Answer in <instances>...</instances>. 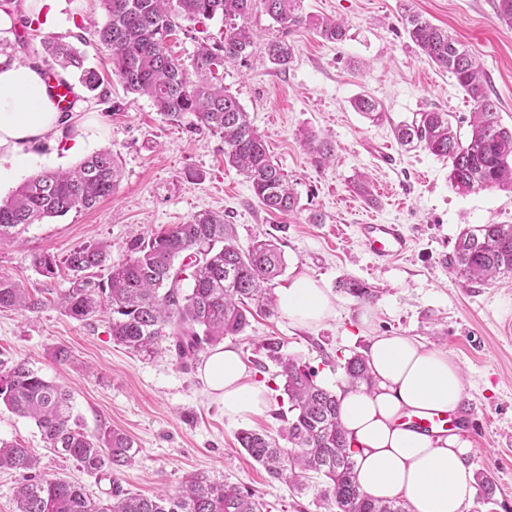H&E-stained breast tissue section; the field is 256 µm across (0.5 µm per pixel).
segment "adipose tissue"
<instances>
[{
	"mask_svg": "<svg viewBox=\"0 0 512 512\" xmlns=\"http://www.w3.org/2000/svg\"><path fill=\"white\" fill-rule=\"evenodd\" d=\"M71 127L79 148L103 135L91 115L57 109L41 67L1 56L0 182L28 166L36 147H56ZM277 300L279 311L304 328L336 315L334 296L303 273L278 288ZM366 357L371 389L346 386L336 392L363 492L373 499L405 500L412 512H462L476 493L465 463L469 442L456 429L428 433L406 422L416 413L458 410L465 397L460 366L447 353L403 335L372 337ZM201 376L223 400L229 419L261 414L269 404L267 388L251 378L233 347L214 348Z\"/></svg>",
	"mask_w": 512,
	"mask_h": 512,
	"instance_id": "obj_1",
	"label": "adipose tissue"
}]
</instances>
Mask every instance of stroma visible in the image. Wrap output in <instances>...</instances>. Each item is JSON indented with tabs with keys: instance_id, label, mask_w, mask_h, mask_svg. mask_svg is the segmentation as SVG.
I'll use <instances>...</instances> for the list:
<instances>
[{
	"instance_id": "stroma-1",
	"label": "stroma",
	"mask_w": 512,
	"mask_h": 512,
	"mask_svg": "<svg viewBox=\"0 0 512 512\" xmlns=\"http://www.w3.org/2000/svg\"><path fill=\"white\" fill-rule=\"evenodd\" d=\"M495 2L301 0L304 16L343 22L344 40L324 41L305 25L288 36L295 54L287 70L253 60L225 64V87L264 135L298 195V208L287 217L261 205L246 178L225 161L223 138L192 132L189 120L169 121L149 98L126 93L112 74L110 50L92 28L106 20L101 0H66L47 34L0 33V45L13 59L44 69L52 65L42 48L46 38L77 48L86 67L103 79L100 89L82 91L81 99L104 129L101 142L63 159L50 148L39 149L32 165L0 184V197L35 174L75 167L104 146L121 167L116 192L95 208L28 225L16 242L0 245V274L19 280L44 302L36 313L0 311V370L27 362L68 387L73 414L86 431L103 427L133 439L136 462L116 480L125 490L173 494L188 475L201 472L250 488L271 512H325L313 493L268 478L236 441L242 429L282 434L280 414L288 409L282 391H270L262 414L226 418L223 403L201 378L200 364L185 368L172 353L149 357L129 351L113 341L108 317L70 318L57 304L71 286L68 271L47 278L33 264L35 255L61 259L89 243L110 245L111 260L118 263L126 259L132 236L148 238L211 210L233 225L240 244L258 237L278 242L285 270L276 285L303 272L331 290L352 277L379 291L366 305L337 292L336 317L316 329L298 327L281 314L252 319L230 341L252 379H272L260 367V345L270 336L279 337L286 352L301 358L331 390L342 383L344 358L366 353L374 335L402 334L448 353L466 380L467 462L496 482L492 500L474 496L463 512H512V274L466 285L449 263L465 225L512 224V191L458 193L448 181L447 161L401 145L394 133L415 113L435 109L451 113L465 135L474 110L455 79L407 38L402 17L409 10L469 46L491 84L502 123L512 126V28L498 21ZM361 95L381 102L382 121L354 110L352 101ZM305 131L332 142L333 161H317L300 138ZM384 152L394 156L393 164L381 161ZM373 214L406 225L415 241L412 252L381 265L357 246L353 226ZM365 314L373 322L368 331L360 325ZM61 346L70 353L68 362L55 357ZM0 440L30 448L39 476L81 485L91 501L106 499L111 489L108 479L47 448L33 420L2 404Z\"/></svg>"
}]
</instances>
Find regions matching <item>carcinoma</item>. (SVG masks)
<instances>
[{
  "instance_id": "obj_1",
  "label": "carcinoma",
  "mask_w": 512,
  "mask_h": 512,
  "mask_svg": "<svg viewBox=\"0 0 512 512\" xmlns=\"http://www.w3.org/2000/svg\"><path fill=\"white\" fill-rule=\"evenodd\" d=\"M301 0H102L106 21L95 34L112 52V73L126 92L149 97L164 117L179 121L190 114L193 126L224 139V158L250 183L266 209L288 216L298 208V196L270 156L263 136L252 126L248 112L224 88V64L258 56L276 68L292 63L288 33L310 21L300 12ZM260 6L279 25L280 35L261 44L248 25ZM224 19L223 40L201 42L190 66L173 57L166 45L181 29V22ZM408 39L437 67L448 71L474 103L470 133L461 138L451 114L428 110L396 125L400 144L416 146L448 161V179L460 193L502 187L512 189V127L501 123L496 101L477 58L468 48L421 14L403 18ZM328 42L345 37L335 20L313 24ZM45 51L61 67L79 73L89 91L103 83L99 73L85 67L83 55L62 41H48ZM353 108L371 121L383 119L382 105L361 95ZM307 149L321 159L333 156L331 142L303 135ZM120 170L109 148L102 149L71 171L44 172L0 199V244L16 240L19 228L44 218L64 216L72 210H91L112 196ZM125 261L110 262L104 244L73 249L64 260L49 254L34 257L45 277L65 267L71 288L61 297L67 315L77 321L111 315L112 340L145 355L167 351L186 365L207 346L227 336H239L250 326L254 313H278L277 298L269 282L285 268L284 254L272 240H254L243 246L224 216L203 211L183 224H175L149 241L129 243ZM451 265L467 282L493 280L512 273V225L480 224L463 229L455 242ZM109 267L107 282L94 280V270ZM192 279L183 291V275ZM337 290L369 304L377 290L345 278ZM43 301L8 275L0 274V309L37 313ZM264 356L276 368L288 397L285 440L266 432L242 430L240 447L272 480L284 481L299 492L317 490L318 500L330 512H411L403 500L375 501L362 491L356 461L338 415L336 393L315 380V373L300 359L284 352V344L267 338ZM344 383L372 386L366 358L354 354L343 364ZM0 403L15 415L31 418L48 447L77 462L85 471L114 477L132 465L138 454L126 435L101 429L89 433L73 417L70 393L20 362L0 372ZM37 458L16 442H0V470L23 473L17 487V512H266L267 505L246 488L215 482L195 474L175 494L153 497L126 492L112 484V503L93 504L82 489L66 480L32 475Z\"/></svg>"
}]
</instances>
